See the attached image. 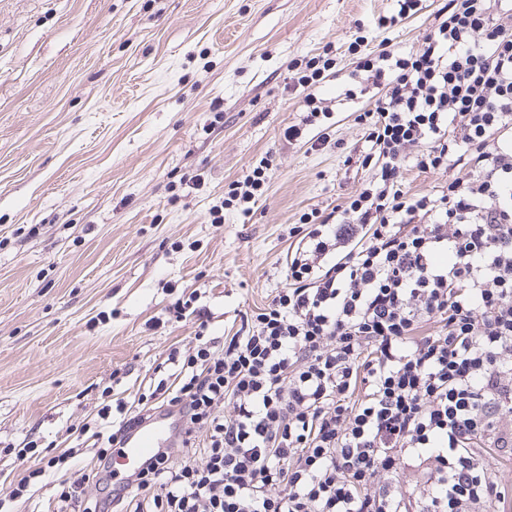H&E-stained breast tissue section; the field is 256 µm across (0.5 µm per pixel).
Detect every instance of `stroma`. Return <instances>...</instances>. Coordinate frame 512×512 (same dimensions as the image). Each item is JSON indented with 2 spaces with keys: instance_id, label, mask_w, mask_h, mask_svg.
I'll list each match as a JSON object with an SVG mask.
<instances>
[{
  "instance_id": "1",
  "label": "stroma",
  "mask_w": 512,
  "mask_h": 512,
  "mask_svg": "<svg viewBox=\"0 0 512 512\" xmlns=\"http://www.w3.org/2000/svg\"><path fill=\"white\" fill-rule=\"evenodd\" d=\"M448 0L392 27L393 0H0V493L57 455L104 397L147 392L193 321L246 326L286 283L289 230L331 211L361 163L371 100L338 105L324 145L290 142L307 107L291 65L420 48ZM250 215L209 212L264 157Z\"/></svg>"
}]
</instances>
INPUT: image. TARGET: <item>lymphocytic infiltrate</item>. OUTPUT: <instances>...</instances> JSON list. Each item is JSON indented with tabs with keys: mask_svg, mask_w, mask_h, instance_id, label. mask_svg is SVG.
<instances>
[{
	"mask_svg": "<svg viewBox=\"0 0 512 512\" xmlns=\"http://www.w3.org/2000/svg\"><path fill=\"white\" fill-rule=\"evenodd\" d=\"M511 14L512 0H448L418 50L362 57L342 96L383 89L373 179L301 215L287 284L247 328L217 339L198 294L171 303L194 341L149 395L98 409V468L71 479L69 454L48 457L8 500L50 468L58 512H512L491 469L512 455ZM458 165L466 179L405 186ZM268 170L234 183L214 223L249 214ZM162 408L185 439L112 484L109 448ZM408 461L423 494L399 480ZM466 169L461 168V166H457L448 170L447 173L443 172H427L420 173L416 170H411L407 172V189L410 192H419L425 190H431L433 187H440L448 183V179L452 178H463L465 176Z\"/></svg>",
	"mask_w": 512,
	"mask_h": 512,
	"instance_id": "1",
	"label": "lymphocytic infiltrate"
}]
</instances>
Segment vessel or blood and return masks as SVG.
<instances>
[{"mask_svg":"<svg viewBox=\"0 0 512 512\" xmlns=\"http://www.w3.org/2000/svg\"><path fill=\"white\" fill-rule=\"evenodd\" d=\"M184 431V423L179 422L176 416L166 411L157 413L125 437L120 448L123 464L132 468L138 466L160 449L173 446Z\"/></svg>","mask_w":512,"mask_h":512,"instance_id":"1","label":"vessel or blood"}]
</instances>
